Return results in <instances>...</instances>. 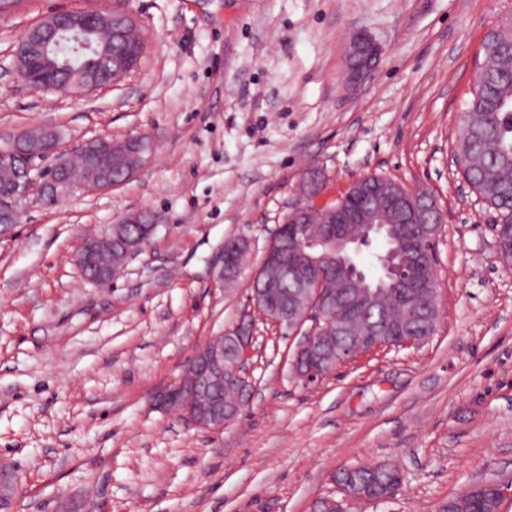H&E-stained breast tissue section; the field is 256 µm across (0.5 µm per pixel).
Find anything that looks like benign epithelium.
<instances>
[{"mask_svg":"<svg viewBox=\"0 0 512 512\" xmlns=\"http://www.w3.org/2000/svg\"><path fill=\"white\" fill-rule=\"evenodd\" d=\"M135 18L119 10H102L93 13L87 11H61L47 16L32 27L30 33L20 40L16 51L17 59H26L25 70H39L43 73L53 68V61L44 49V39L49 35H58L59 40L74 44V51L88 52L101 57H112V81L117 84L129 73L130 57L121 41L110 43H92L84 35L95 28L132 29ZM382 55L381 45L372 36L358 32L350 40L347 52L346 83L358 88L372 75ZM42 145L30 144V133L25 131L13 136L5 145L0 146V166L13 172L15 190L7 203L0 204V235L19 223L21 211L18 201L28 195L31 187L41 184L42 198L48 204L58 203L74 186L88 190H101L117 186L140 172L149 162L153 152L152 141L142 135L128 136L123 139H88L79 143L72 152L87 159L90 164V176L74 184L54 176L47 178L41 174L38 161L52 153L56 154L53 169L65 167L64 155L57 152L56 142L59 135L51 128L41 130ZM305 187L304 196L314 203L322 195L325 176L318 167L307 169L302 177ZM328 228L322 237H310L298 228L292 232L293 244L288 248L289 263L299 276L303 290L286 301L277 291L279 270L284 265L281 258H273L264 251L263 259L252 276L253 310L294 334H302L303 340L297 347L292 366L297 378L306 386L321 381L336 369V363H344L361 354L381 348H400L417 345L425 341L423 336H413L399 330L396 339L391 342H379L369 336H362L351 350L335 346L330 336L314 316V308L323 311L336 303V294H349L359 289L363 298L376 297L384 293L383 283L368 276L355 259V250L359 242L377 230L383 221L373 210L327 209ZM148 224L156 227L159 216L152 212L135 211L125 215L120 223L113 224L92 241H85L77 255L76 262L82 269L92 266L90 258L95 256L96 244L112 241V235L118 233L119 224ZM403 223L411 225V231L400 235V248L411 255L412 265L418 273L401 277L400 287L428 288L434 298L433 310L440 313L441 287L433 263V250L442 232V214L435 202L422 195L412 200ZM242 247L238 240L224 244L223 272L220 280L230 285L239 271L227 272L232 254ZM94 267V266H92ZM94 282L110 279L106 274L105 263L97 260V266L89 275ZM310 326H305V323ZM251 342L239 345V367L224 371V337L218 336L196 352L183 376L169 390L157 398V405L174 409L181 413L190 425L212 431H221L234 424L237 416L229 412L224 415L215 411L209 402L200 401L191 409L186 400L196 393V389L205 392L214 386L229 383L238 389L244 403H250L253 387L246 377V363ZM19 482L18 474L13 470L0 471V509L10 510ZM343 497L322 498L312 505V512H348L351 501H366L373 504L385 503L393 498L395 490L373 494L365 488H352L342 485ZM470 493L489 495L493 509L500 508L503 495L497 483H481L470 488Z\"/></svg>","mask_w":512,"mask_h":512,"instance_id":"benign-epithelium-1","label":"benign epithelium"}]
</instances>
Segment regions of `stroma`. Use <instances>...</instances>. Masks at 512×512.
Masks as SVG:
<instances>
[{"instance_id": "35a3bbf8", "label": "stroma", "mask_w": 512, "mask_h": 512, "mask_svg": "<svg viewBox=\"0 0 512 512\" xmlns=\"http://www.w3.org/2000/svg\"><path fill=\"white\" fill-rule=\"evenodd\" d=\"M132 14L141 60L117 86L35 90L14 51L53 9ZM512 0H23L0 15V142L55 128L69 150L144 134L147 167L124 184L46 206L21 200L0 239V465L21 483L11 512H311L333 471L395 464L384 504L436 512L474 484H500L512 512V265L493 209L453 160L485 37ZM359 31L382 46L364 85L344 89ZM334 202L356 179L432 194L443 216L437 329L425 342L351 360L304 386L299 336L257 320L238 422L188 425L154 397L196 350L251 312L250 275L218 274L224 243L266 240L308 166ZM135 210L161 218L110 281L86 280L88 238Z\"/></svg>"}]
</instances>
